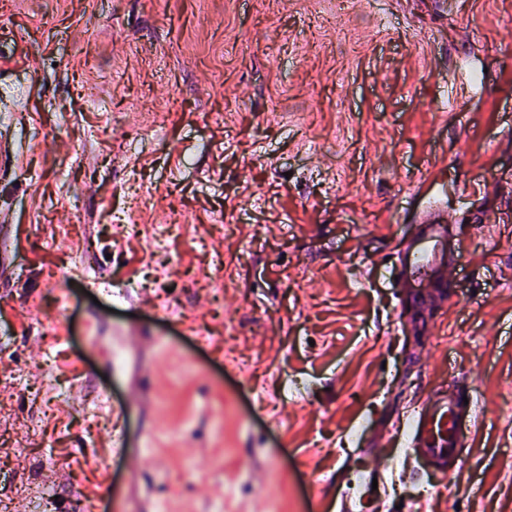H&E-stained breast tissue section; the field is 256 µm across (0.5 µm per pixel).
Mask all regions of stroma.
Here are the masks:
<instances>
[{"mask_svg":"<svg viewBox=\"0 0 512 512\" xmlns=\"http://www.w3.org/2000/svg\"><path fill=\"white\" fill-rule=\"evenodd\" d=\"M0 27V496L313 512L460 379L461 467L408 462L392 501L512 512V0H0ZM441 212L462 268L420 332L383 264Z\"/></svg>","mask_w":512,"mask_h":512,"instance_id":"1","label":"stroma"}]
</instances>
